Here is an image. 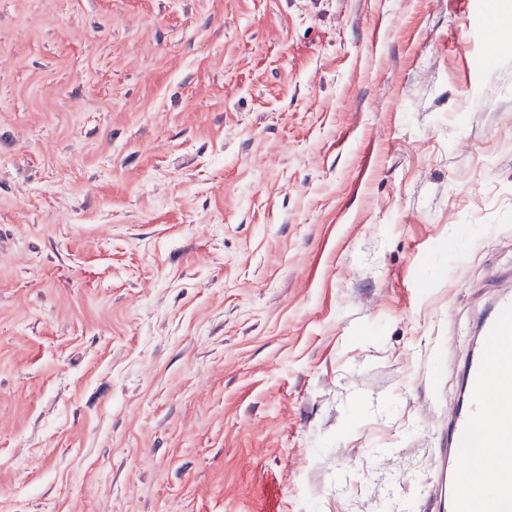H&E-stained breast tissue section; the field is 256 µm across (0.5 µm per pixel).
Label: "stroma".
I'll return each instance as SVG.
<instances>
[{
	"label": "stroma",
	"instance_id": "1",
	"mask_svg": "<svg viewBox=\"0 0 512 512\" xmlns=\"http://www.w3.org/2000/svg\"><path fill=\"white\" fill-rule=\"evenodd\" d=\"M505 44L512 0H0V512H439Z\"/></svg>",
	"mask_w": 512,
	"mask_h": 512
}]
</instances>
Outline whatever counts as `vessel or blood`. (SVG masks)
Listing matches in <instances>:
<instances>
[{
  "instance_id": "obj_1",
  "label": "vessel or blood",
  "mask_w": 512,
  "mask_h": 512,
  "mask_svg": "<svg viewBox=\"0 0 512 512\" xmlns=\"http://www.w3.org/2000/svg\"><path fill=\"white\" fill-rule=\"evenodd\" d=\"M480 346L463 366V398L448 416V512H512V293L498 294L479 325ZM481 476L482 500L459 482Z\"/></svg>"
}]
</instances>
